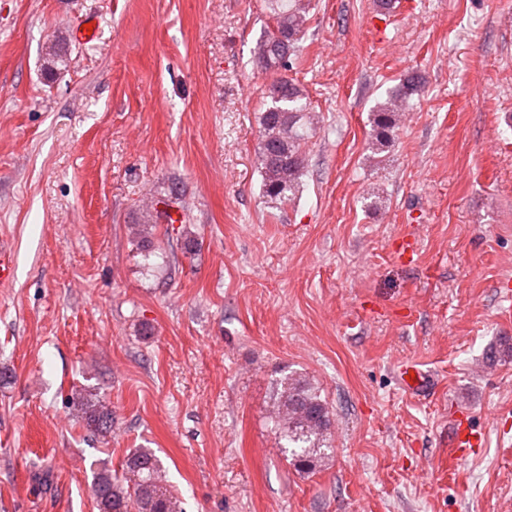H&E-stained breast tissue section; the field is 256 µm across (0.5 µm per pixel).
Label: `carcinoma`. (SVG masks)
Listing matches in <instances>:
<instances>
[{
	"label": "carcinoma",
	"instance_id": "carcinoma-1",
	"mask_svg": "<svg viewBox=\"0 0 512 512\" xmlns=\"http://www.w3.org/2000/svg\"><path fill=\"white\" fill-rule=\"evenodd\" d=\"M269 3L274 26L257 43L255 58L262 69L276 74L289 68L296 53L309 22L310 0ZM67 55L65 42H51L46 50L48 72H54ZM421 88L418 79L409 78L372 111L373 151H383L394 139L400 112ZM303 98L299 85L286 76L275 78L265 95L257 148L263 192L272 201L285 202L300 188L306 165L303 145L315 121ZM280 386L271 420L287 442L282 451L296 469L311 472L328 456L325 444L333 428L332 412L309 377L291 374ZM77 408L92 432L105 436L112 431V408L105 401L81 397ZM164 482L160 458L150 448H136L126 455L121 471L103 467L94 473L92 493L99 512H183L181 501Z\"/></svg>",
	"mask_w": 512,
	"mask_h": 512
}]
</instances>
